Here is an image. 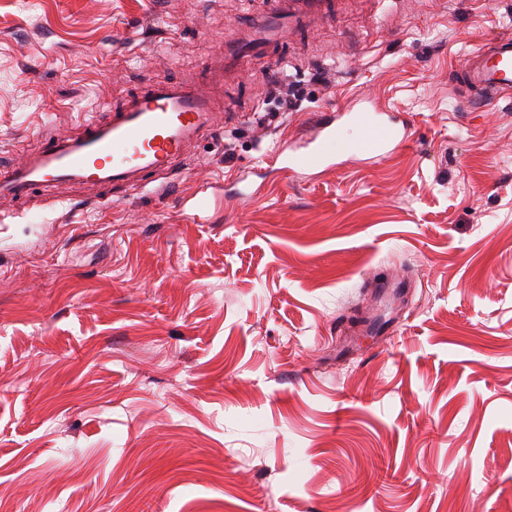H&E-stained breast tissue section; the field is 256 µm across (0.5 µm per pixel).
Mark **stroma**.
Instances as JSON below:
<instances>
[{
    "instance_id": "1",
    "label": "stroma",
    "mask_w": 512,
    "mask_h": 512,
    "mask_svg": "<svg viewBox=\"0 0 512 512\" xmlns=\"http://www.w3.org/2000/svg\"><path fill=\"white\" fill-rule=\"evenodd\" d=\"M270 3L0 0V165L201 80ZM502 34L512 0H336L168 187L0 203V512H512V93L453 85ZM368 106L410 128L385 158L342 123L335 168L274 163Z\"/></svg>"
}]
</instances>
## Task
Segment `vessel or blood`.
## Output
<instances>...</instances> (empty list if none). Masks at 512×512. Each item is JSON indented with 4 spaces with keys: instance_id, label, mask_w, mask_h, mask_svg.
Returning a JSON list of instances; mask_svg holds the SVG:
<instances>
[{
    "instance_id": "vessel-or-blood-1",
    "label": "vessel or blood",
    "mask_w": 512,
    "mask_h": 512,
    "mask_svg": "<svg viewBox=\"0 0 512 512\" xmlns=\"http://www.w3.org/2000/svg\"><path fill=\"white\" fill-rule=\"evenodd\" d=\"M329 2L276 0L272 12L212 61L204 81L157 78L108 112L90 114L76 131L46 133L37 148L20 149L10 166L0 168V200L22 203L63 184L143 189L154 177L169 175L192 144L218 132L225 70L265 53L284 39L292 22L322 15ZM461 73L464 89L486 99L512 91V37L498 36L467 54ZM356 118L364 130L360 149L371 159L387 156L409 138L407 123L393 113L360 112ZM334 134L332 123L316 125L310 138L284 154L287 169L334 166L336 157L327 150Z\"/></svg>"
}]
</instances>
